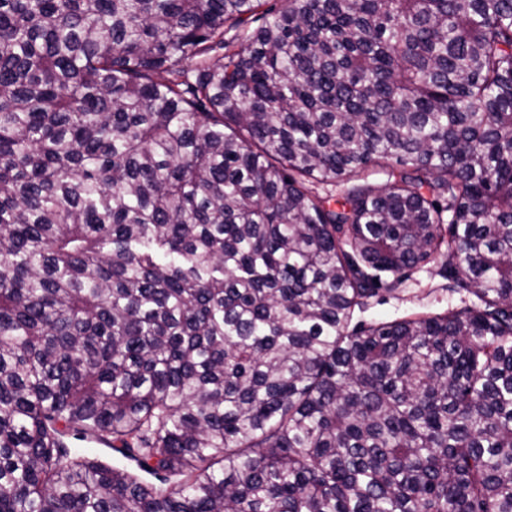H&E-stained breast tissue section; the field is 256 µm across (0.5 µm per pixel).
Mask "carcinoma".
<instances>
[{
	"label": "carcinoma",
	"instance_id": "carcinoma-1",
	"mask_svg": "<svg viewBox=\"0 0 512 512\" xmlns=\"http://www.w3.org/2000/svg\"><path fill=\"white\" fill-rule=\"evenodd\" d=\"M0 512H512V0H0ZM439 266L432 262L408 271L395 291L380 290L364 309L356 308L350 329L377 321L444 314L448 308L462 306V295L448 291V280L437 274Z\"/></svg>",
	"mask_w": 512,
	"mask_h": 512
}]
</instances>
